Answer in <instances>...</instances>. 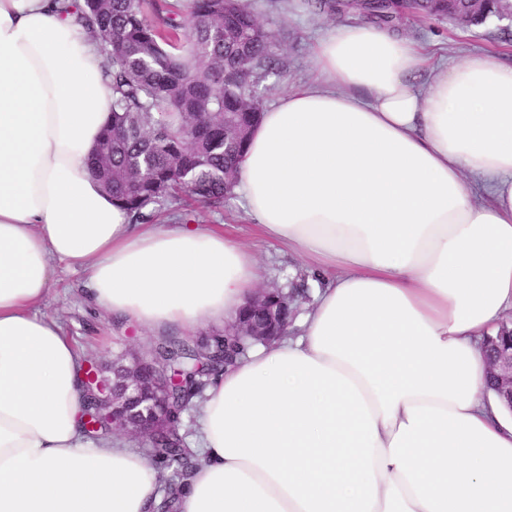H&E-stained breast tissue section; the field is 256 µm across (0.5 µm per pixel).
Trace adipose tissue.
Here are the masks:
<instances>
[{
	"instance_id": "1",
	"label": "adipose tissue",
	"mask_w": 512,
	"mask_h": 512,
	"mask_svg": "<svg viewBox=\"0 0 512 512\" xmlns=\"http://www.w3.org/2000/svg\"><path fill=\"white\" fill-rule=\"evenodd\" d=\"M55 0H0V512H149L158 473L79 431L82 356L40 314L55 262L162 334L232 320L256 256L208 224H135L90 173L103 58ZM253 127L234 193L321 276L298 323L214 378L180 512H512V413L485 337L512 309V61L437 67L375 24Z\"/></svg>"
}]
</instances>
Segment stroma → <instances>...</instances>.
<instances>
[{"instance_id": "obj_1", "label": "stroma", "mask_w": 512, "mask_h": 512, "mask_svg": "<svg viewBox=\"0 0 512 512\" xmlns=\"http://www.w3.org/2000/svg\"><path fill=\"white\" fill-rule=\"evenodd\" d=\"M260 23L275 36L273 58L281 71L265 94V104H273L288 88L311 82L316 76L315 45L330 26L343 23V16L313 13L307 0H247ZM402 36L431 44L434 63H457L468 54L483 53L512 59V29L502 30L500 22L462 27L448 19L405 18L397 23ZM183 217L192 224H219L232 238L248 246L262 270V287H288L297 259L276 252L259 237L243 217L237 200L226 201L215 210L201 206L184 208ZM81 270L56 263L51 289L40 305L41 313L58 319L84 358L111 370L118 359L131 354H149L155 334L137 325L117 320L105 309L92 304L83 294Z\"/></svg>"}]
</instances>
